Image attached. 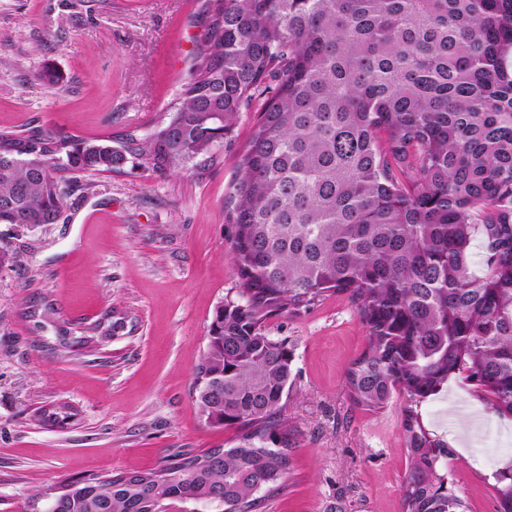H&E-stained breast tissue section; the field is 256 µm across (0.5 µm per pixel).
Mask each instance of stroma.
<instances>
[{"label":"stroma","mask_w":512,"mask_h":512,"mask_svg":"<svg viewBox=\"0 0 512 512\" xmlns=\"http://www.w3.org/2000/svg\"><path fill=\"white\" fill-rule=\"evenodd\" d=\"M203 0H0V130L92 140L147 133L193 77ZM54 68L61 80L40 77ZM256 122L241 112L222 146L161 176L139 160L78 177L55 224H0V512H35L39 488L90 472L146 470L178 452L228 448L208 425L196 368L215 308L237 285L224 200ZM52 307L30 316L29 301ZM100 325L98 346L63 357L61 337ZM293 348L282 414L295 433L286 492L258 512H401L402 395L355 408L345 371L366 344L348 298L270 321ZM61 408L53 423L42 411ZM448 445V489L496 512L493 473L512 465V417L449 378L420 407Z\"/></svg>","instance_id":"35a3bbf8"}]
</instances>
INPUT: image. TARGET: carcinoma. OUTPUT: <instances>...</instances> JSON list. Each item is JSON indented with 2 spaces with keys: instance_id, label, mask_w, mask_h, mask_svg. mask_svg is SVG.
<instances>
[{
  "instance_id": "carcinoma-1",
  "label": "carcinoma",
  "mask_w": 512,
  "mask_h": 512,
  "mask_svg": "<svg viewBox=\"0 0 512 512\" xmlns=\"http://www.w3.org/2000/svg\"><path fill=\"white\" fill-rule=\"evenodd\" d=\"M204 12L194 78L145 135L0 131V224L57 223L74 174L130 157L180 173L262 100L224 201L238 283L198 366L220 384L195 383L201 417L236 429V444L89 474L46 512H256L285 488L295 446L281 416L293 350L268 321L329 293L366 329L345 372L352 404L404 398L402 512H465L418 407L463 374L512 416V0H206ZM493 478L497 512H512V466Z\"/></svg>"
}]
</instances>
